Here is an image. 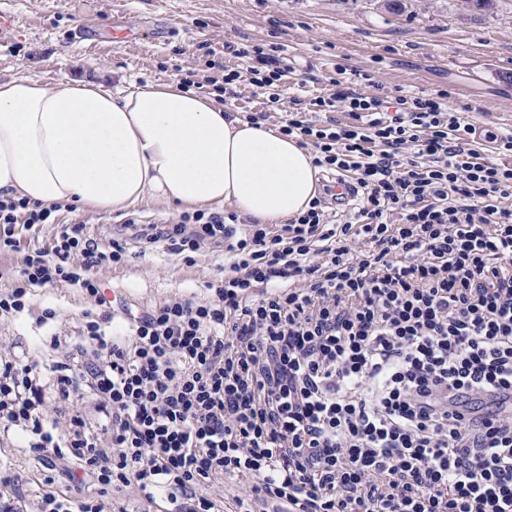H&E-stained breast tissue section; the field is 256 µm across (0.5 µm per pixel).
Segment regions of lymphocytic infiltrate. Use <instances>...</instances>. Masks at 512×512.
Segmentation results:
<instances>
[{
    "label": "lymphocytic infiltrate",
    "instance_id": "1",
    "mask_svg": "<svg viewBox=\"0 0 512 512\" xmlns=\"http://www.w3.org/2000/svg\"><path fill=\"white\" fill-rule=\"evenodd\" d=\"M213 81L241 117L276 120L314 164L350 178L348 209L316 196L278 230L198 211L141 229L174 254L224 247L209 298H174L114 328L96 267L121 263L82 223L27 255L0 293V321L33 316L32 290L65 281L93 303L77 359L0 358V432L30 465H0V512H220L204 489L253 477L288 512H512V130L472 138L448 91L360 92L374 78L337 68L333 93L290 79L285 57L234 49ZM350 116L332 118L336 108ZM56 222L55 209L0 199V250ZM112 427L98 438L75 406L85 391ZM69 404L64 419L50 403ZM68 467L56 479L58 460Z\"/></svg>",
    "mask_w": 512,
    "mask_h": 512
}]
</instances>
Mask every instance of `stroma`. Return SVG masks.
<instances>
[{
	"label": "stroma",
	"mask_w": 512,
	"mask_h": 512,
	"mask_svg": "<svg viewBox=\"0 0 512 512\" xmlns=\"http://www.w3.org/2000/svg\"><path fill=\"white\" fill-rule=\"evenodd\" d=\"M165 25L161 38L106 41L88 48L77 29ZM253 42L270 54L287 47L293 75L315 94L332 93L336 66L364 70L388 88L444 89L450 107L471 106L477 132L512 128V0L494 12H464L461 0H0V78L23 75L55 85L69 80L128 87L154 81L206 82L222 78L229 47ZM216 68H208L207 59ZM176 206L146 203L121 212L67 207L58 221L40 225L16 251L0 252V290L20 276L27 254L48 245L60 225L81 222L101 251L124 242L122 263L97 269L107 299L132 312L180 296H203L207 281L224 274V249L214 246L192 259L164 243L146 244L125 230L132 219L160 224L179 215ZM40 307L56 309L51 329L28 315L0 325V345L20 343L52 361L48 333L73 342L91 306L67 282L36 289Z\"/></svg>",
	"instance_id": "1"
}]
</instances>
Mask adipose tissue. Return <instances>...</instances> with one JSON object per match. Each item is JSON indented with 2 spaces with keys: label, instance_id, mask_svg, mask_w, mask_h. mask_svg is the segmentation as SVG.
I'll list each match as a JSON object with an SVG mask.
<instances>
[{
  "label": "adipose tissue",
  "instance_id": "adipose-tissue-1",
  "mask_svg": "<svg viewBox=\"0 0 512 512\" xmlns=\"http://www.w3.org/2000/svg\"><path fill=\"white\" fill-rule=\"evenodd\" d=\"M313 159L296 140L173 81L122 90L0 79V197L107 212L150 201L230 205L281 224L317 195Z\"/></svg>",
  "mask_w": 512,
  "mask_h": 512
}]
</instances>
